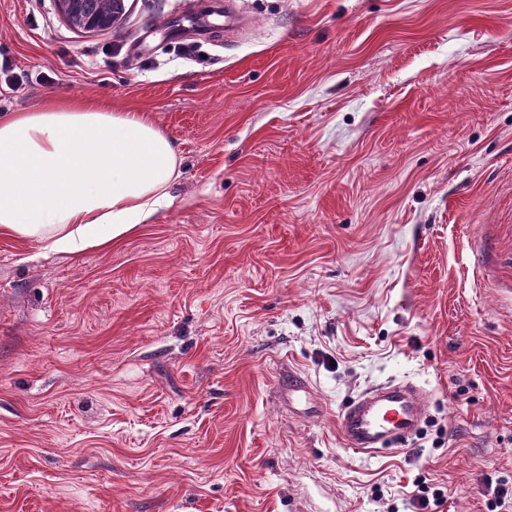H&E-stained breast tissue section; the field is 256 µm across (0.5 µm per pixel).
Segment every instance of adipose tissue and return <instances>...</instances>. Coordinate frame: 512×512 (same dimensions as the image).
<instances>
[{"mask_svg":"<svg viewBox=\"0 0 512 512\" xmlns=\"http://www.w3.org/2000/svg\"><path fill=\"white\" fill-rule=\"evenodd\" d=\"M180 166L144 113L45 98L0 116V235L48 253L111 246L173 205Z\"/></svg>","mask_w":512,"mask_h":512,"instance_id":"1","label":"adipose tissue"}]
</instances>
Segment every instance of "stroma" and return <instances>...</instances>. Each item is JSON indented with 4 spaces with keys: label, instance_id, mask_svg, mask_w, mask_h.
Wrapping results in <instances>:
<instances>
[{
    "label": "stroma",
    "instance_id": "obj_1",
    "mask_svg": "<svg viewBox=\"0 0 512 512\" xmlns=\"http://www.w3.org/2000/svg\"><path fill=\"white\" fill-rule=\"evenodd\" d=\"M237 7L232 34L212 0L85 30L0 0V113L108 103L181 158L112 248L0 237V512H499L512 0ZM388 380L428 394L412 446L347 449L339 411Z\"/></svg>",
    "mask_w": 512,
    "mask_h": 512
}]
</instances>
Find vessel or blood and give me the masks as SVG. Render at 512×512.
<instances>
[{"label": "vessel or blood", "mask_w": 512, "mask_h": 512, "mask_svg": "<svg viewBox=\"0 0 512 512\" xmlns=\"http://www.w3.org/2000/svg\"><path fill=\"white\" fill-rule=\"evenodd\" d=\"M424 391L412 382H385L363 390L337 418L347 448L359 453L387 451L392 442L408 445L425 419Z\"/></svg>", "instance_id": "vessel-or-blood-1"}]
</instances>
